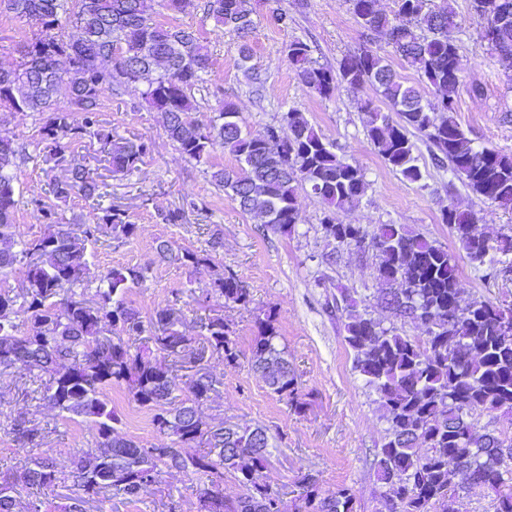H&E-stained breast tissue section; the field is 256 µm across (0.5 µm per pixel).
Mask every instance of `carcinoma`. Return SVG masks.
<instances>
[{"label": "carcinoma", "mask_w": 512, "mask_h": 512, "mask_svg": "<svg viewBox=\"0 0 512 512\" xmlns=\"http://www.w3.org/2000/svg\"><path fill=\"white\" fill-rule=\"evenodd\" d=\"M348 2L367 41L334 69L314 65L308 43L291 41L288 58L302 84L324 99L335 94L338 82L353 91L374 88L386 109L364 102L365 136L388 167L412 182L422 179L413 141L417 137L472 192L512 211V156L474 147L453 116L463 75L456 12L449 0L434 7L428 0H395L390 15L379 0ZM206 7L218 28L243 37L251 31V0H206ZM472 9L482 38L500 62L512 67V24L497 26L501 14L512 15V0H472ZM0 11L35 27L15 62L0 70V112L46 115L40 135L53 156L62 157L74 143L93 137L113 174L138 171L147 144L113 139L102 124L98 102L112 82L132 84L145 75V99L161 114L167 137L181 154L206 163L220 147L235 157L237 167L216 170L212 178L243 213L285 233L297 222L301 192L320 198L327 206L321 221L325 235L339 249L370 247L382 301L414 310L409 322L424 332L411 338L382 326L358 310L348 289H339L336 309L343 318L344 340L353 350V368L378 394L388 424L375 453L380 498L389 512H458L457 502L448 498V488L458 485L466 493L492 490L496 512H512V467L501 464L502 450L512 449V438L478 426L483 414L512 411V333L504 331V321L512 322L511 307L463 300L455 261L437 241L403 224H380L369 233L336 218L364 195L365 175L358 164L337 154L302 113H286L284 127L269 128L264 135L243 132L231 103L221 104L205 121L193 118L198 105L191 91L203 82L212 56L198 31L154 19L147 0H0ZM67 26L76 37L65 35ZM381 35L434 90L438 107L422 103L388 60L370 48ZM62 85L68 98L59 105L55 97ZM16 157L13 140L0 137V273L25 265L19 292L0 289V372L48 376L49 402L70 419L93 423L97 440L95 447L65 461L41 455L23 469L1 475L0 512H41L37 499L18 502L17 489L41 490L68 481L83 495L70 498L63 512H88L90 501L110 489L137 499L160 482L163 467L206 477L199 512H286L283 493L262 479L268 434L238 426L226 436L224 425L205 423L199 406L214 383L204 374L191 381V397L172 405V373L152 359L155 350L179 356L197 349L201 356L209 351L236 362V343L224 318L201 319L187 330L174 322L173 309L162 308L150 320L154 333L148 342L131 350L121 335L142 336L146 329L126 294L144 282L142 271L109 270L102 279L105 287L97 288L92 300H78L68 291L91 277L81 240H129L138 226L119 209L104 210L97 224H62L49 207L41 210L46 233L15 239L19 200L9 170ZM97 190L90 170L80 164L49 183V193L61 202L74 195L92 197ZM442 222L477 267L492 250L512 254V235L491 243L477 231L471 212L450 204ZM156 251L184 266L203 261L188 249L173 253L165 241ZM214 291L226 304L250 303L249 291L233 275L215 278ZM110 330L118 335L106 336ZM278 337L271 318L258 319L249 363L273 393L294 403L298 376L276 344ZM115 384L153 412L154 427L172 438L174 447L145 448L117 435L120 418L104 398V389ZM185 447L204 452L191 454ZM227 475L244 489L234 500L224 498ZM301 488L296 512H355L347 487L324 493L315 476L306 474Z\"/></svg>", "instance_id": "obj_1"}]
</instances>
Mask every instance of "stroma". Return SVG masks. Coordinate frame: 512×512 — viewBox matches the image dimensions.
Segmentation results:
<instances>
[{
    "instance_id": "stroma-1",
    "label": "stroma",
    "mask_w": 512,
    "mask_h": 512,
    "mask_svg": "<svg viewBox=\"0 0 512 512\" xmlns=\"http://www.w3.org/2000/svg\"><path fill=\"white\" fill-rule=\"evenodd\" d=\"M172 14L152 0L160 21L199 30L207 40L212 66L203 84L194 89L196 119L210 116L218 105L234 103L243 131L257 135L282 123L285 112L296 110L311 123L338 154L353 159L365 173L367 190L354 207L340 213L347 224L374 230L380 224H404L415 233L438 241L454 254L464 299H485L512 304V274L488 280L475 271L460 252L441 212L448 205L474 212L490 237L512 235V211L473 193L455 177L449 166L435 161L431 148L419 143L420 181L412 182L392 171L373 150L364 134L363 100L372 90L352 92L338 85L323 99L304 87L289 62L287 46L300 39L312 49L318 65L336 67L338 61L363 40L362 30L347 0H256L251 69L238 64V40L220 32L204 11ZM460 29L456 34L462 57L464 84L460 87L455 119L477 147H488L512 156V79L487 42L479 34L471 0H451ZM288 12L293 21L278 24V13ZM143 85L116 83L100 96L104 126L114 138L144 140L150 145L138 173L112 174L96 140L86 139L65 152L66 164L47 160L40 141L43 116L38 112H12L0 116V136L13 140L19 151L16 193L21 205L16 213L17 238L41 235V207H54L60 223H96L105 209L124 210L138 233L130 240L101 238L87 248L91 270L101 274L114 267H135L145 275L142 285L131 288L129 303L151 319L155 312L175 305L184 324L200 317L222 316L232 332L240 358L225 363L218 355L202 360L184 359L175 365L174 395L184 400L196 372L209 373L216 381L208 401L200 406L203 420L260 425L270 434L264 480L282 489L286 504H293L297 482L312 474L321 489L349 487L356 512H384L376 496L374 454L384 440L387 422L377 394L353 368V353L344 340L339 312L330 310L338 288L354 292L384 327L417 335L414 325L396 318L378 304L375 258L372 252L337 249L321 228L325 206L311 193H303L292 233L262 230L244 214L223 189L211 181V173L235 166L234 156L217 150L209 163L184 158L167 137L154 112L142 97ZM92 168L100 185L94 198L80 195L59 202L48 192L51 180L63 177L66 165ZM184 209L182 220L171 223L169 212ZM222 246L212 249L214 237ZM168 242L173 250L190 248L212 253V267L192 269L161 259L156 246ZM335 254L336 262L324 258ZM233 274L248 288L252 302L243 308L225 304L213 295L216 274ZM277 315L278 344L284 347L300 382L302 410H294L272 394L252 371L249 356L257 334L256 317L266 311ZM110 407L119 416L122 436L152 448L170 446L151 422L149 410L137 406L125 388L106 390ZM37 426L36 437L17 433L18 425ZM97 432L92 423L71 420L43 399L38 384L26 372L0 374V475L20 467L30 457L53 451L67 458L75 451L94 447ZM205 481L174 470H163L160 482L139 499L120 493L101 494L91 512H168L167 502H177V512H197L198 495Z\"/></svg>"
}]
</instances>
